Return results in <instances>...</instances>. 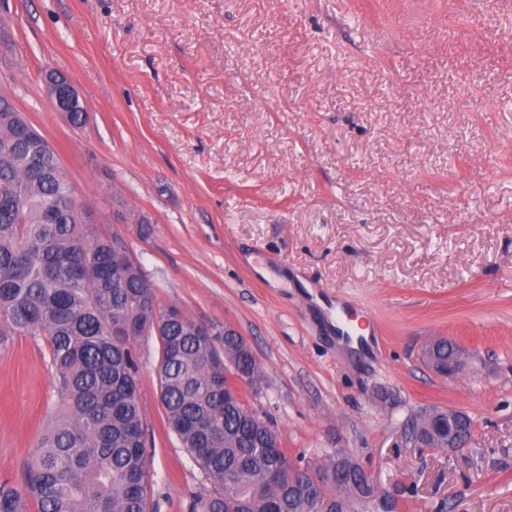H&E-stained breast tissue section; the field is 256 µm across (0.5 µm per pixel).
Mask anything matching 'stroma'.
Segmentation results:
<instances>
[{
	"label": "stroma",
	"mask_w": 512,
	"mask_h": 512,
	"mask_svg": "<svg viewBox=\"0 0 512 512\" xmlns=\"http://www.w3.org/2000/svg\"><path fill=\"white\" fill-rule=\"evenodd\" d=\"M0 95L161 305L234 328L289 458L371 472L349 512H512V0H0ZM87 111L55 112L45 70ZM365 350L338 338L350 322ZM445 338L451 377L423 362ZM154 512L208 482L135 343ZM473 421L452 454L422 412ZM58 411L40 337L0 352V481ZM452 348L453 344L448 342V339H440L428 346L424 356H426L428 352L429 354L434 352L441 363L448 364V371H443L442 373L452 376L459 372L465 365V360L462 357L460 348H454V354L452 357L448 358V352L452 354ZM438 411L441 414L442 421L448 419V437L446 434L440 432L437 424L434 421H430L423 417L417 419L413 423V428L420 433L424 439V443L430 449L447 451L464 447L468 441V438L463 436L456 437L449 426L452 427L453 422L458 418L465 425L472 427L471 419L466 414L453 409H448V411L442 409ZM438 411H425L420 416L432 418L438 413Z\"/></svg>",
	"instance_id": "35a3bbf8"
}]
</instances>
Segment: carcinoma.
Segmentation results:
<instances>
[{"instance_id": "1", "label": "carcinoma", "mask_w": 512, "mask_h": 512, "mask_svg": "<svg viewBox=\"0 0 512 512\" xmlns=\"http://www.w3.org/2000/svg\"><path fill=\"white\" fill-rule=\"evenodd\" d=\"M56 151L21 112L0 109V348L39 336L57 379L59 411L21 482L0 483V512H152L146 431L130 311L158 330L160 399L168 428L209 481L190 512H312L353 487L329 483L267 448L270 425L245 407L237 377L261 367L235 337H217L177 306H162L131 266L113 283L115 242L69 202ZM448 450L435 422L413 423Z\"/></svg>"}]
</instances>
